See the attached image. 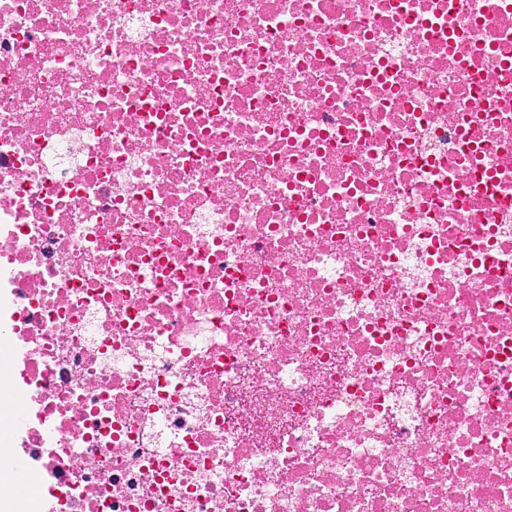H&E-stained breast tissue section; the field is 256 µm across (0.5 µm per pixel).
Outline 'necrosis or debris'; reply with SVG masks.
Instances as JSON below:
<instances>
[{"mask_svg":"<svg viewBox=\"0 0 512 512\" xmlns=\"http://www.w3.org/2000/svg\"><path fill=\"white\" fill-rule=\"evenodd\" d=\"M0 337V512H512V0H0Z\"/></svg>","mask_w":512,"mask_h":512,"instance_id":"1","label":"necrosis or debris"}]
</instances>
